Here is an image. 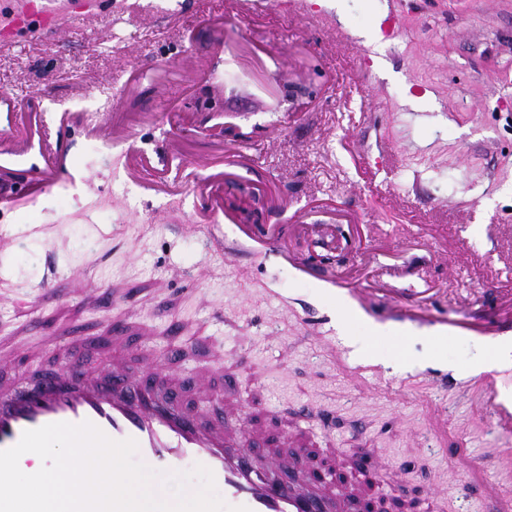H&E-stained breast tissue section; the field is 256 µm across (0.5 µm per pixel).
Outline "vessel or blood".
Masks as SVG:
<instances>
[{
	"label": "vessel or blood",
	"mask_w": 512,
	"mask_h": 512,
	"mask_svg": "<svg viewBox=\"0 0 512 512\" xmlns=\"http://www.w3.org/2000/svg\"><path fill=\"white\" fill-rule=\"evenodd\" d=\"M34 20L50 28L55 15L43 9L42 0H28L17 25ZM179 354V348L167 349L138 376L71 358L46 371L44 389L25 384L0 393V450L16 445L27 430L88 421L113 440L134 439L138 459L152 469L208 468L228 506L249 512H322L321 494L273 486L250 466L255 450L248 437L225 442L216 431L222 407H214L209 425H202L180 388L162 386L167 364Z\"/></svg>",
	"instance_id": "obj_1"
}]
</instances>
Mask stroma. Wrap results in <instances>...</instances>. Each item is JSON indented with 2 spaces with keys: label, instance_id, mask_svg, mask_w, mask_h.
I'll list each match as a JSON object with an SVG mask.
<instances>
[{
  "label": "stroma",
  "instance_id": "obj_1",
  "mask_svg": "<svg viewBox=\"0 0 512 512\" xmlns=\"http://www.w3.org/2000/svg\"><path fill=\"white\" fill-rule=\"evenodd\" d=\"M238 2L46 0L57 32L0 44V94L34 116L0 167V390L178 346L166 383L222 402L227 441L245 418L282 463L371 450L416 512H512V465L472 477L512 448L476 411L488 376L512 401V0H315V20L266 0L253 23ZM51 153L71 178L24 191ZM331 278L386 340L343 321ZM441 321L461 326L443 350Z\"/></svg>",
  "mask_w": 512,
  "mask_h": 512
}]
</instances>
